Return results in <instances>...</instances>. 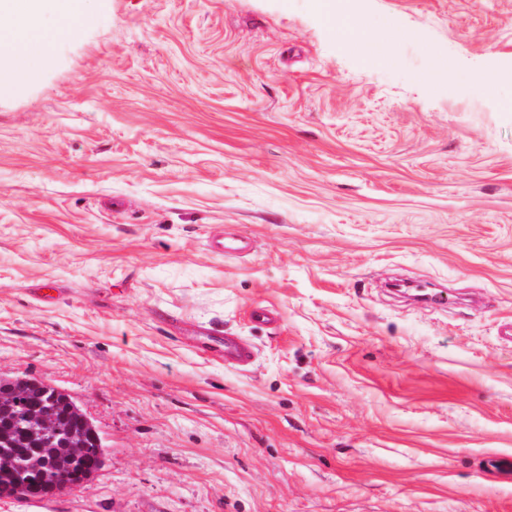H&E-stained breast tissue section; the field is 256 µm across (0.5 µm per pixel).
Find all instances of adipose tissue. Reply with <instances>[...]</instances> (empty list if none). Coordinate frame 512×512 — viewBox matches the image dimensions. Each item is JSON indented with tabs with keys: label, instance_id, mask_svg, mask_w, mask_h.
<instances>
[{
	"label": "adipose tissue",
	"instance_id": "ef3b65f1",
	"mask_svg": "<svg viewBox=\"0 0 512 512\" xmlns=\"http://www.w3.org/2000/svg\"><path fill=\"white\" fill-rule=\"evenodd\" d=\"M94 0H0V99L37 83L59 41L93 20Z\"/></svg>",
	"mask_w": 512,
	"mask_h": 512
}]
</instances>
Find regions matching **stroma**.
<instances>
[{
	"label": "stroma",
	"mask_w": 512,
	"mask_h": 512,
	"mask_svg": "<svg viewBox=\"0 0 512 512\" xmlns=\"http://www.w3.org/2000/svg\"><path fill=\"white\" fill-rule=\"evenodd\" d=\"M319 2L99 0L0 100V377L105 445L0 512H512V0ZM206 344L224 348V361L237 366H246L253 357L252 348L242 340L231 336H205Z\"/></svg>",
	"instance_id": "35a3bbf8"
}]
</instances>
